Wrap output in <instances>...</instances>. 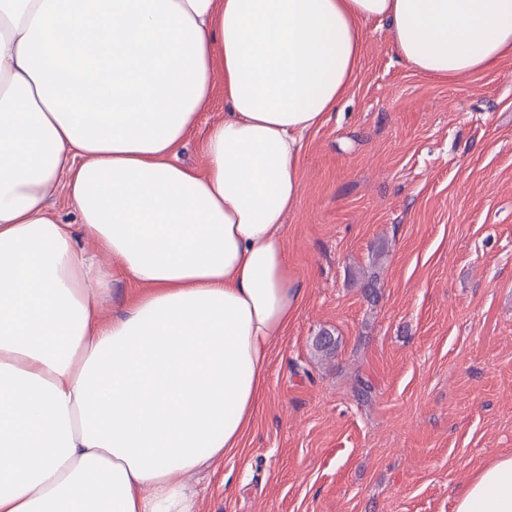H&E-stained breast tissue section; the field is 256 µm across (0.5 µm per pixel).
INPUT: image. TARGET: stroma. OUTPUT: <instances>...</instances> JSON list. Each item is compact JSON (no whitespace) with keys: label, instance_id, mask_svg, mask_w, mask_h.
Listing matches in <instances>:
<instances>
[{"label":"stroma","instance_id":"35a3bbf8","mask_svg":"<svg viewBox=\"0 0 512 512\" xmlns=\"http://www.w3.org/2000/svg\"><path fill=\"white\" fill-rule=\"evenodd\" d=\"M364 38L285 220L300 308L243 448L190 476L198 512H454L512 453V59L448 82L407 65L385 24Z\"/></svg>","mask_w":512,"mask_h":512}]
</instances>
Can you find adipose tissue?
I'll return each instance as SVG.
<instances>
[{
  "label": "adipose tissue",
  "instance_id": "adipose-tissue-1",
  "mask_svg": "<svg viewBox=\"0 0 512 512\" xmlns=\"http://www.w3.org/2000/svg\"><path fill=\"white\" fill-rule=\"evenodd\" d=\"M374 20L433 78L512 57V0H0V512H197L186 477L240 447L300 305L303 141ZM455 512H512V454Z\"/></svg>",
  "mask_w": 512,
  "mask_h": 512
}]
</instances>
